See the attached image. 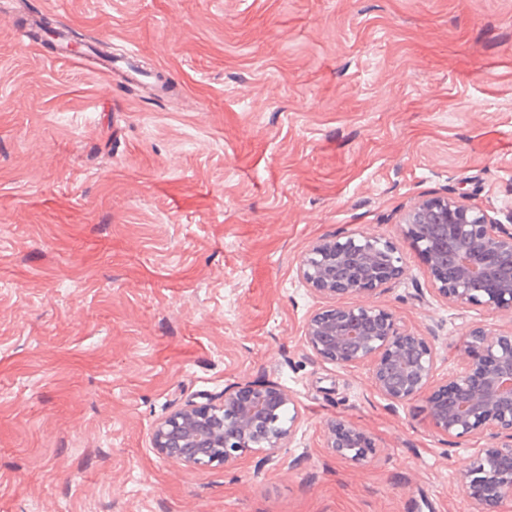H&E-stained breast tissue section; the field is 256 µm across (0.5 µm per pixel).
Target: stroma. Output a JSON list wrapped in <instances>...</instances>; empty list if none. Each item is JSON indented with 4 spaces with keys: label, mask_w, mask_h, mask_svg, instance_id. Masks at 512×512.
Wrapping results in <instances>:
<instances>
[{
    "label": "stroma",
    "mask_w": 512,
    "mask_h": 512,
    "mask_svg": "<svg viewBox=\"0 0 512 512\" xmlns=\"http://www.w3.org/2000/svg\"><path fill=\"white\" fill-rule=\"evenodd\" d=\"M28 2L179 90L54 61L0 0V512H473L488 439L316 359L296 268L323 237L397 243L407 274L371 301L439 382L472 326L512 328L438 298L400 236L423 199L512 208V0ZM262 382L303 416L280 462L154 450L187 400ZM337 417L376 454H331Z\"/></svg>",
    "instance_id": "obj_1"
}]
</instances>
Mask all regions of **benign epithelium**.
<instances>
[{
  "label": "benign epithelium",
  "instance_id": "obj_1",
  "mask_svg": "<svg viewBox=\"0 0 512 512\" xmlns=\"http://www.w3.org/2000/svg\"><path fill=\"white\" fill-rule=\"evenodd\" d=\"M506 220L459 198L435 197L409 209L400 232L422 257L436 296L512 318V211ZM405 273L398 247L386 238L352 233L315 241L299 259L298 278L331 303L307 319L305 345L324 362L367 367L374 389L393 406L425 396L440 436L507 438L477 449L463 481L475 512H498L512 500V329H471L460 370L435 383L437 354L426 337L378 305L342 302L370 297ZM301 420L294 396L275 383L230 388L218 405L190 401L161 419L153 448L188 466L227 467L256 453L269 463L288 448ZM324 439L339 458L359 462L376 452L367 431L343 419L327 423Z\"/></svg>",
  "mask_w": 512,
  "mask_h": 512
}]
</instances>
